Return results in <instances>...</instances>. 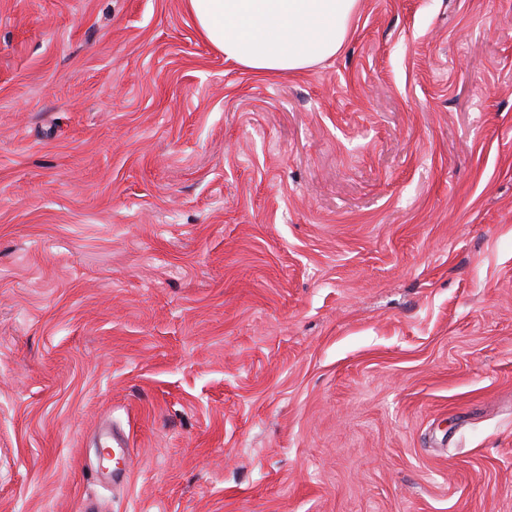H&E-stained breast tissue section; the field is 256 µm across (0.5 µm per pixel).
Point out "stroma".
<instances>
[{
  "instance_id": "obj_1",
  "label": "stroma",
  "mask_w": 512,
  "mask_h": 512,
  "mask_svg": "<svg viewBox=\"0 0 512 512\" xmlns=\"http://www.w3.org/2000/svg\"><path fill=\"white\" fill-rule=\"evenodd\" d=\"M87 500L512 512V0L277 75L183 0H0V512ZM102 448H112V482L127 483L132 471V460L127 438L123 433L112 431V434H104L101 437ZM119 460L123 465L119 466Z\"/></svg>"
}]
</instances>
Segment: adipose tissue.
Returning a JSON list of instances; mask_svg holds the SVG:
<instances>
[{
  "instance_id": "obj_1",
  "label": "adipose tissue",
  "mask_w": 512,
  "mask_h": 512,
  "mask_svg": "<svg viewBox=\"0 0 512 512\" xmlns=\"http://www.w3.org/2000/svg\"><path fill=\"white\" fill-rule=\"evenodd\" d=\"M359 0H185L204 40L259 74L302 71L334 57Z\"/></svg>"
}]
</instances>
